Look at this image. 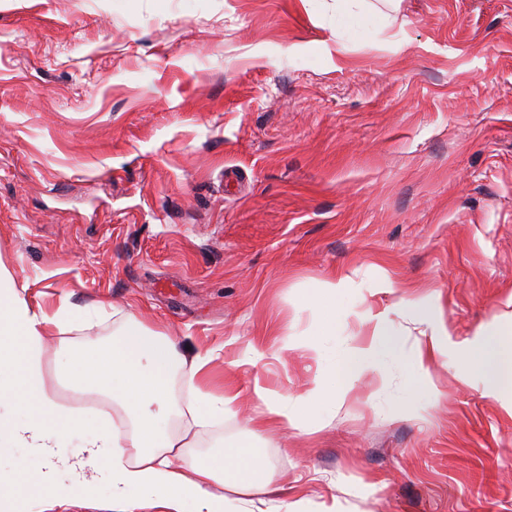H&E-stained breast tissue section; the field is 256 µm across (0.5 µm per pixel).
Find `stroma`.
Listing matches in <instances>:
<instances>
[{"instance_id":"1","label":"stroma","mask_w":512,"mask_h":512,"mask_svg":"<svg viewBox=\"0 0 512 512\" xmlns=\"http://www.w3.org/2000/svg\"><path fill=\"white\" fill-rule=\"evenodd\" d=\"M370 3L348 25L333 0H0V264L71 310L42 370L86 415L132 429L65 376L127 314L210 355V392L237 399L188 423L173 371L183 464L245 437L254 384L287 397L297 426L261 429L249 512H512V387L475 356L512 315V0ZM341 277L327 331L309 297ZM380 317L394 351L339 371ZM323 371L344 395L315 407ZM81 443L56 481L94 498L64 512H101L112 477L70 466Z\"/></svg>"}]
</instances>
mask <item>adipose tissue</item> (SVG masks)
Listing matches in <instances>:
<instances>
[{
	"mask_svg": "<svg viewBox=\"0 0 512 512\" xmlns=\"http://www.w3.org/2000/svg\"><path fill=\"white\" fill-rule=\"evenodd\" d=\"M70 316L66 309L47 315L17 289L0 287V401H11L26 413L21 423L0 416V449L22 444L35 449L45 462L44 471L19 469L9 477V497L0 512H27L26 504L34 497L53 507L65 506L74 497H89V484L61 489L53 479L60 436L78 426L85 427L86 440L75 463L93 464L111 474L117 491L113 512H133L132 498L143 491L158 492L167 512H185L189 503L204 512H224L223 497L211 490L218 477L233 476L245 490L257 483L265 461L246 440L225 446L220 457L190 467L179 464V441L163 429L161 415L169 404V379L179 352L162 337L147 334L135 318H128L121 337L108 345L84 343L68 365L73 384L98 388L127 409L136 421L134 432H122L106 413L88 420L56 402L43 382L42 342ZM510 344L512 324H506L499 337L486 340L480 349L494 383L512 380V354L503 352ZM204 365V358L196 356L185 369L194 387L186 412L199 422L215 414L218 405L233 401L227 395L214 403L198 388Z\"/></svg>",
	"mask_w": 512,
	"mask_h": 512,
	"instance_id": "ef3b65f1",
	"label": "adipose tissue"
}]
</instances>
